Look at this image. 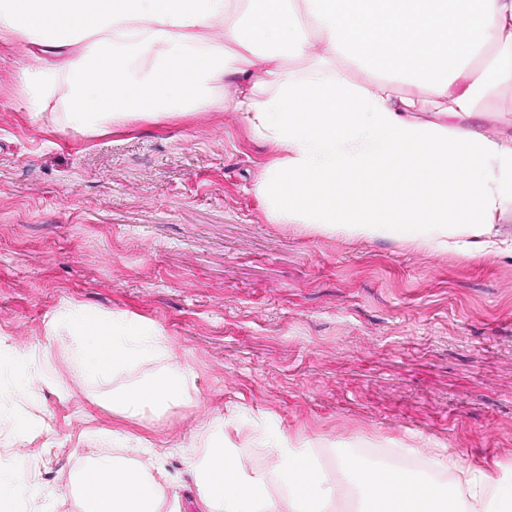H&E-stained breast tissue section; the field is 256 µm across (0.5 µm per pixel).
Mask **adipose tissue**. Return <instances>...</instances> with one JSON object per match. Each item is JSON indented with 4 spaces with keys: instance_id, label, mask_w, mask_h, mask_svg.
<instances>
[{
    "instance_id": "ef3b65f1",
    "label": "adipose tissue",
    "mask_w": 512,
    "mask_h": 512,
    "mask_svg": "<svg viewBox=\"0 0 512 512\" xmlns=\"http://www.w3.org/2000/svg\"><path fill=\"white\" fill-rule=\"evenodd\" d=\"M0 33L81 48L35 75L23 100L34 118L58 94L87 131L223 103L279 153L255 187L274 223L488 253L512 207V139L456 124L487 83L512 85V0H0ZM290 56L308 59L302 74L285 71ZM411 87L434 99L431 119L416 116ZM63 333L65 370L124 419L187 393L159 331L80 308ZM94 443L133 456L81 468V512H174L154 474L158 449L119 432ZM267 445L271 474L245 477L223 418L207 422L189 450L199 512H322L335 486L313 455L282 435ZM430 466L448 483L336 460L357 512H502L512 493L484 466Z\"/></svg>"
}]
</instances>
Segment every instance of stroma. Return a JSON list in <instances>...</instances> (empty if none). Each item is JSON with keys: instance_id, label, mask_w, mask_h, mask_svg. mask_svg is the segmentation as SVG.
<instances>
[{"instance_id": "obj_1", "label": "stroma", "mask_w": 512, "mask_h": 512, "mask_svg": "<svg viewBox=\"0 0 512 512\" xmlns=\"http://www.w3.org/2000/svg\"><path fill=\"white\" fill-rule=\"evenodd\" d=\"M43 60L0 33V365L60 360L82 307L160 331L192 379L187 404L136 422L39 383L16 410L25 454L0 447V467L46 512H78L93 430L165 449L168 497L197 512L186 451L216 416L225 447L282 433L331 473L362 445L512 473V211L481 256L275 224L254 188L277 153L223 104L102 134L61 105L35 120L21 74ZM458 124L511 136L512 86Z\"/></svg>"}]
</instances>
